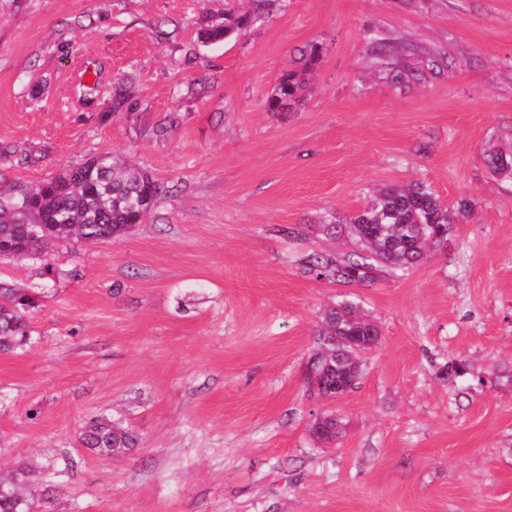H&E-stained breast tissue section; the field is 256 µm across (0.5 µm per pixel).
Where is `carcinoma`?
Here are the masks:
<instances>
[{
	"mask_svg": "<svg viewBox=\"0 0 512 512\" xmlns=\"http://www.w3.org/2000/svg\"><path fill=\"white\" fill-rule=\"evenodd\" d=\"M250 22L247 13L224 16V23L203 31L206 42L224 40L233 29ZM300 82L290 74L267 100V111L281 112L296 102ZM490 169L512 173V156L492 154ZM162 188L148 174L125 166L108 155L94 158L35 187L0 188V256L39 257L54 241L94 242L130 232L151 214ZM334 238H345L350 250L336 256L314 254L305 260L308 273L340 284L370 285L388 272L408 270L438 248L450 230L448 209L430 186L417 181L387 186L375 202L353 215L347 224H324ZM36 299L21 288L0 285V349L16 350L31 336L25 314ZM380 342L378 327L349 300L322 314L309 360L317 372L338 374L354 386L363 355ZM135 432L102 417L81 434L84 447L119 455L135 447ZM35 471L25 464L0 472V512H31Z\"/></svg>",
	"mask_w": 512,
	"mask_h": 512,
	"instance_id": "obj_1",
	"label": "carcinoma"
}]
</instances>
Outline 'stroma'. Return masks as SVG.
<instances>
[{
    "label": "stroma",
    "instance_id": "stroma-1",
    "mask_svg": "<svg viewBox=\"0 0 512 512\" xmlns=\"http://www.w3.org/2000/svg\"><path fill=\"white\" fill-rule=\"evenodd\" d=\"M232 7L250 26L203 44ZM289 73L299 105L267 111ZM497 151L512 0H0V187L112 154L165 191L131 233L0 259L38 301L0 352V468L39 471L34 512H512ZM415 181L451 217L442 248L369 285L305 273L343 249L322 225ZM344 298L380 342L325 399L305 365ZM102 415L138 448H85Z\"/></svg>",
    "mask_w": 512,
    "mask_h": 512
}]
</instances>
